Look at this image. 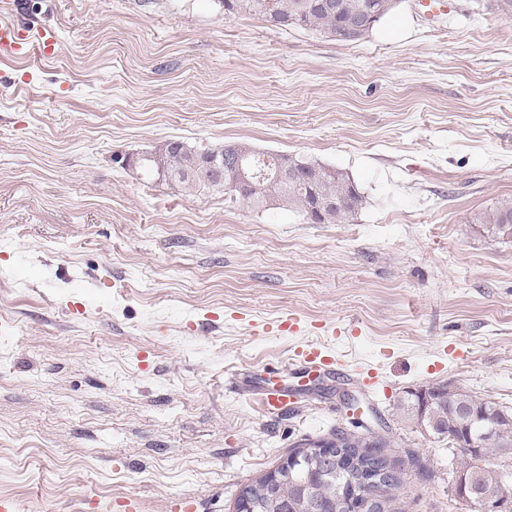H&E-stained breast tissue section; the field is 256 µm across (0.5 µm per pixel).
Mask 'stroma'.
I'll use <instances>...</instances> for the list:
<instances>
[{"mask_svg": "<svg viewBox=\"0 0 512 512\" xmlns=\"http://www.w3.org/2000/svg\"><path fill=\"white\" fill-rule=\"evenodd\" d=\"M18 2L60 48L0 59V495L233 512L241 481L362 425L391 440L406 512H470L452 441L398 405L447 383L512 411V240L472 221L512 199V0L433 24L400 0L356 43L221 0ZM170 139L330 166L365 204L309 224L122 165ZM286 314L301 334L272 330ZM307 341L345 376H300ZM273 370L300 391L268 418Z\"/></svg>", "mask_w": 512, "mask_h": 512, "instance_id": "stroma-1", "label": "stroma"}]
</instances>
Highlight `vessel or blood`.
<instances>
[{
  "mask_svg": "<svg viewBox=\"0 0 512 512\" xmlns=\"http://www.w3.org/2000/svg\"><path fill=\"white\" fill-rule=\"evenodd\" d=\"M59 49L54 28L43 23H22L15 16L12 0H0V57L25 60L30 56L54 57ZM300 372L335 373L339 363L336 355L318 342H308L296 348L290 358ZM293 393L286 385L265 386L260 396L263 411L275 415L287 410Z\"/></svg>",
  "mask_w": 512,
  "mask_h": 512,
  "instance_id": "b4317fda",
  "label": "vessel or blood"
}]
</instances>
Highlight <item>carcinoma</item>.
Here are the masks:
<instances>
[{"label": "carcinoma", "instance_id": "cac0c4a2", "mask_svg": "<svg viewBox=\"0 0 512 512\" xmlns=\"http://www.w3.org/2000/svg\"><path fill=\"white\" fill-rule=\"evenodd\" d=\"M399 0H224L226 15L247 14L281 28L316 32L338 42H359L374 25L390 14ZM351 16L366 19L359 29L346 22ZM191 143L172 141L166 164L171 188L193 195L225 192L234 169L223 162L208 165L210 151L191 152ZM223 159L243 157L251 168L253 187L227 194L234 203L252 208H286L309 224H346L364 205V196L343 172L293 155L259 154L246 143L220 145ZM288 167V179L275 181L271 169ZM496 236L512 239V200L474 214ZM429 434L438 439L461 438L450 461L459 498L480 512L481 501L503 492L512 494V470L490 465L486 458L512 461V411L446 383L427 388ZM344 454L299 462L304 449L295 447L274 469L239 484L235 512H242L252 495L253 512H353L365 504L367 512H404V476L384 449V437L367 443L366 437L338 430ZM346 485L345 496L334 487Z\"/></svg>", "mask_w": 512, "mask_h": 512}]
</instances>
